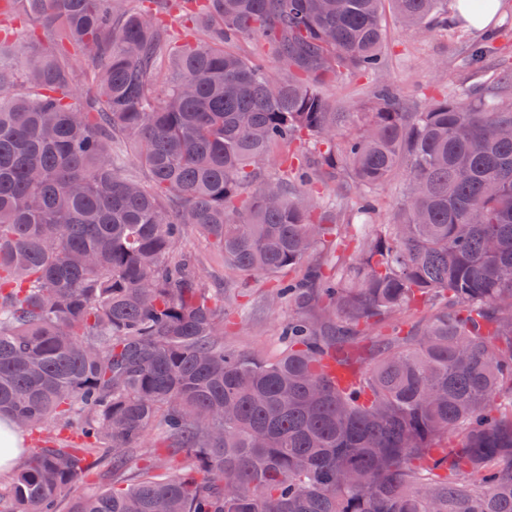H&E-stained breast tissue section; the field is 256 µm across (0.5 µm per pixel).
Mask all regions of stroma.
<instances>
[{
    "instance_id": "obj_1",
    "label": "stroma",
    "mask_w": 512,
    "mask_h": 512,
    "mask_svg": "<svg viewBox=\"0 0 512 512\" xmlns=\"http://www.w3.org/2000/svg\"><path fill=\"white\" fill-rule=\"evenodd\" d=\"M0 32V64L11 65L19 49L37 48L45 34L43 20L18 14L5 21ZM387 31L380 76L342 78L328 82L323 94L331 111L354 105L344 127L358 131L366 120L368 103L376 78H384L397 88L402 99L420 102L439 95L455 83L486 81L487 64L473 66L462 73L456 68L462 49L472 40V27L459 21L445 28L429 27L418 31L403 30L393 16H386ZM182 251L195 256L198 268L209 283L224 290V327L226 345L241 353L277 352L280 348L279 324L292 313L287 302H272L270 293L277 283L288 281V273L275 277H254L234 273L224 266L221 257L212 254L194 232H186L180 243Z\"/></svg>"
}]
</instances>
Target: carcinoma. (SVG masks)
Here are the masks:
<instances>
[{
  "mask_svg": "<svg viewBox=\"0 0 512 512\" xmlns=\"http://www.w3.org/2000/svg\"><path fill=\"white\" fill-rule=\"evenodd\" d=\"M131 2L0 0L50 28L0 64V417L34 441L0 512H61L81 485L67 512H512V73L411 112L379 79L340 140L350 113L321 87L380 72L383 4L409 30L448 25L450 0H172L199 17L178 41ZM248 35L280 77L226 49ZM306 143L352 180L356 221L327 219L320 180L281 155ZM188 230L258 276L329 242L358 256L279 284L315 313L243 355L224 349V289L179 251ZM102 470L111 487H90ZM404 177L398 174L384 183L378 190L380 209L377 217L378 224H386L400 201Z\"/></svg>",
  "mask_w": 512,
  "mask_h": 512,
  "instance_id": "carcinoma-1",
  "label": "carcinoma"
}]
</instances>
